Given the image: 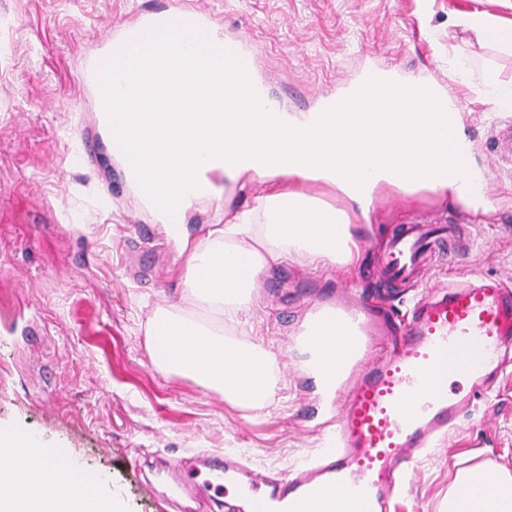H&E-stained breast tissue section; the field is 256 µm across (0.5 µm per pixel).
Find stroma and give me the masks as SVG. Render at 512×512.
Returning <instances> with one entry per match:
<instances>
[{
    "mask_svg": "<svg viewBox=\"0 0 512 512\" xmlns=\"http://www.w3.org/2000/svg\"><path fill=\"white\" fill-rule=\"evenodd\" d=\"M160 0H0V430L42 437L58 457L76 460L80 482L118 497L124 512H182L166 484L146 486L144 456L194 451L246 453L261 470L290 471L314 455L325 417L301 368L300 326L314 302L406 311L409 295L385 292L375 258L393 225L420 214L474 224L482 248L440 264L432 288L466 280L512 284V161L497 157V112L482 95L485 70L512 82V51L456 25L463 13L512 20V0H173L209 14L229 39L256 47L255 64L277 89L312 97L355 78L369 62L414 72L422 60L454 70L465 105L454 112L470 137L472 165L497 162L485 205L422 189H380L368 216L352 214L360 253L352 267L294 258L257 284L245 316L251 341L276 357V396L238 408L190 379L158 372L144 329L155 308L176 303L175 248L156 226L140 251L135 227L151 223L96 136V102L83 74L87 55L112 27L134 24ZM262 184L225 183L219 199L189 217L207 237L217 211L243 209ZM512 471V371L479 396L449 437L415 468L400 512H442L457 470Z\"/></svg>",
    "mask_w": 512,
    "mask_h": 512,
    "instance_id": "stroma-1",
    "label": "stroma"
}]
</instances>
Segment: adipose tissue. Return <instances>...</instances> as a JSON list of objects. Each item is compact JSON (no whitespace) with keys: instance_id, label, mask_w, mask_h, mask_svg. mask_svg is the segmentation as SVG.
I'll list each match as a JSON object with an SVG mask.
<instances>
[{"instance_id":"obj_1","label":"adipose tissue","mask_w":512,"mask_h":512,"mask_svg":"<svg viewBox=\"0 0 512 512\" xmlns=\"http://www.w3.org/2000/svg\"><path fill=\"white\" fill-rule=\"evenodd\" d=\"M190 45L150 48L131 66L134 110L102 108L100 123L120 133L119 160L133 172V192L148 188L145 208L178 241L179 303L156 308L145 329L152 363L165 375L194 380L230 405L262 408L276 384V358L264 346L224 334L254 299L258 277L292 258L352 265L354 243L346 211L302 190L315 180L339 190L368 213L383 186L448 189L441 174L454 156L456 133H438L418 101L424 86L383 76L374 95L383 114L337 108L324 122L250 107L251 84L219 75L224 43L216 41L205 72L190 77ZM258 177L265 184L246 210L193 242L187 217L212 193L211 178ZM36 437L0 435V512H119L74 469L57 473ZM447 512H512V472L471 468L457 473Z\"/></svg>"}]
</instances>
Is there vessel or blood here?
I'll return each instance as SVG.
<instances>
[{
    "label": "vessel or blood",
    "mask_w": 512,
    "mask_h": 512,
    "mask_svg": "<svg viewBox=\"0 0 512 512\" xmlns=\"http://www.w3.org/2000/svg\"><path fill=\"white\" fill-rule=\"evenodd\" d=\"M164 28L172 31V43L193 42L195 69L207 65L216 27L205 15L183 24L145 12L134 30L113 27V56L155 43ZM251 53L246 45H225L226 81L254 79ZM361 90L345 84L337 94L321 95L317 109L361 105ZM458 236L455 224L398 225L383 252V280L421 281L433 256ZM316 309L336 315L357 351L350 376L336 383L341 406L317 457H303L283 475L258 472L240 454L201 452L190 465L167 461L159 477L172 480L175 492L206 495L219 512H302L325 493L354 496L359 512H397L413 464L458 427L477 395L512 362V288L497 280L452 285L446 294L420 299L399 345L387 352L380 347L391 327L387 319L332 301Z\"/></svg>",
    "instance_id": "1"
}]
</instances>
